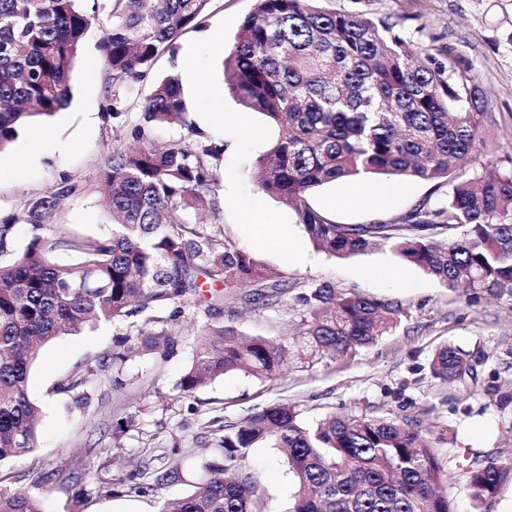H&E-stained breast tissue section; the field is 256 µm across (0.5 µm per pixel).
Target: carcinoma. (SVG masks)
I'll use <instances>...</instances> for the list:
<instances>
[{"label":"carcinoma","mask_w":512,"mask_h":512,"mask_svg":"<svg viewBox=\"0 0 512 512\" xmlns=\"http://www.w3.org/2000/svg\"><path fill=\"white\" fill-rule=\"evenodd\" d=\"M104 60L112 84L143 75L160 52L196 26L210 0H109ZM316 0H255L225 59V78L246 107L264 112L279 138L255 171V182L295 210L313 245L331 257L359 254L379 242L472 303L512 298V171H487L476 144L490 114L470 76L416 62L418 48L383 21L336 13ZM99 7L81 0H0V152L71 99V71ZM150 127L195 131L179 79L169 76L146 99ZM135 150L112 152L103 170L112 233L72 241L49 233L47 218L75 187L67 180L22 210L0 214V465L35 452L40 410L28 394L35 349L101 321L122 325L119 346L133 339L154 351L174 344L146 331L210 282L206 312L221 314L224 292L242 283L246 301L277 307L295 292L297 351L340 356L373 344L397 326L393 302L356 296L330 282L302 283L266 270L224 235V200L211 144L148 141L140 126ZM367 174L413 177L449 186L445 205L421 204L401 223L338 224L307 202L313 188L351 184ZM202 206L210 217L182 213ZM27 244L14 249L19 229ZM68 247L76 263L52 254ZM290 343L248 337L206 323L180 386L192 392L231 371L258 378L284 374ZM432 375L458 381L473 358L445 345ZM224 461L173 512H273L240 469L248 450L268 441L288 450L298 489L289 512H454L430 442L390 418L329 415L312 426L296 407L274 401L238 424L218 425ZM512 458L490 459L470 472L467 491L479 504L496 494ZM0 473V512H44L41 494L11 491Z\"/></svg>","instance_id":"obj_1"}]
</instances>
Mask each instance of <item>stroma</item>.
I'll return each instance as SVG.
<instances>
[{
    "label": "stroma",
    "mask_w": 512,
    "mask_h": 512,
    "mask_svg": "<svg viewBox=\"0 0 512 512\" xmlns=\"http://www.w3.org/2000/svg\"><path fill=\"white\" fill-rule=\"evenodd\" d=\"M322 6L388 22L446 71L474 77L491 114L480 159L495 170L512 169V0H323ZM254 7L255 0H210L201 28L182 32L142 78L122 88L113 86L104 61L107 27L93 24L71 73L70 104L44 120L72 146L61 155L39 153L20 132L0 153V212L19 209L66 179L75 191L53 215L52 232L75 240L109 234L102 171L113 149L133 145L146 98L175 74L197 126L224 148L215 173L225 235L269 270L398 303L406 318L367 348L334 359H290L274 380L231 372L190 393L180 380L205 321L193 304H183L178 320L153 326L173 333V347L130 355L110 381H100L96 370L111 354L120 326L103 322L58 338L40 350L28 380L40 408L38 447L0 468L7 487L39 490L46 512H160L198 486L207 464L220 457L213 417L236 422L282 399L297 406L307 425L328 414L396 419L435 448L455 512H512V472L482 504L467 493L470 471L488 459L512 457V299L488 296L468 304L382 245L345 259L325 255L294 211L257 187L254 172L278 129L241 105L224 82V59ZM210 27L218 28L219 40L202 38ZM213 110L223 112V125L209 122ZM360 187L367 198L358 206L348 203L350 187L339 182L313 189L307 200L340 224L398 222L419 204L444 202L429 181L377 175ZM261 218L287 228V245L253 240L249 227ZM294 249L300 261L289 259ZM248 292L244 286L225 295L221 322L268 339L279 338L284 324L298 323L292 298H285L280 313L251 306L244 300ZM448 343L474 354L472 379L448 384L431 375L436 350ZM83 396L87 405H78ZM242 471L273 512H289L297 483L282 449L257 445ZM160 475L165 482L159 486ZM111 478L121 481L119 494L105 492L103 483Z\"/></svg>",
    "instance_id": "obj_1"
}]
</instances>
